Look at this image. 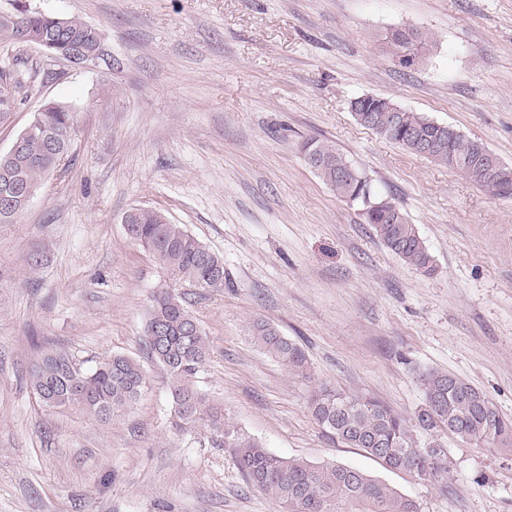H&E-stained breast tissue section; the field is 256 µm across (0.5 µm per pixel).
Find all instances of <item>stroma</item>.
Here are the masks:
<instances>
[{
  "mask_svg": "<svg viewBox=\"0 0 512 512\" xmlns=\"http://www.w3.org/2000/svg\"><path fill=\"white\" fill-rule=\"evenodd\" d=\"M17 6L83 19L112 60L49 65L38 96L0 124L4 153L41 102L75 111L66 171L0 224V512H282L223 437L176 424L140 341L150 298L172 283L125 232L138 207L224 259L223 289L179 292L210 343L195 385L234 427L283 457L362 469L420 512H512V445L419 431L446 466L421 480L329 438L309 408L323 385L410 420L435 370L512 418V195L404 151L350 110L358 96L389 99L512 165V0H0ZM396 29L432 36L417 66L387 52ZM307 138L333 141L401 208L433 274L307 166ZM259 322L304 351L310 379L255 343ZM47 350L85 367L129 356L147 386L107 422L47 408L28 384Z\"/></svg>",
  "mask_w": 512,
  "mask_h": 512,
  "instance_id": "obj_1",
  "label": "stroma"
}]
</instances>
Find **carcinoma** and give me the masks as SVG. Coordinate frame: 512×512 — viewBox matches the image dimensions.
<instances>
[{
	"label": "carcinoma",
	"instance_id": "obj_1",
	"mask_svg": "<svg viewBox=\"0 0 512 512\" xmlns=\"http://www.w3.org/2000/svg\"><path fill=\"white\" fill-rule=\"evenodd\" d=\"M92 30L78 17L67 18L62 26L54 16L39 11L0 13V87L10 84L14 91L8 105L0 97V123L8 119L10 110L19 109L39 93L37 77L42 64L26 56V38L46 37L62 54L78 44L91 53L98 49ZM386 44L391 56L408 69L412 63L402 54L409 48L417 55L426 53L431 38L397 29L386 37ZM390 104L391 100L375 96L360 101L361 108L375 111L376 122L368 129L411 154L417 153L421 142L439 138L432 120L408 109L394 115L388 112ZM41 116V129L22 138L19 155L0 154V185L17 179L36 187L46 171L60 167L73 152V116L67 104L62 102ZM482 149H487L483 142L466 139L450 127L435 162L446 166L452 157L456 162L453 171L462 179L494 196L512 195V174L498 177L490 173L482 161ZM301 151L306 161L316 156L317 162L309 167L337 196L354 200L371 193L366 179L350 182L343 177L352 163L332 141L310 138L302 142ZM388 211L386 206L376 208L367 217L376 236L405 263L425 274L433 273L432 256L415 225L405 218L391 222ZM128 221L129 237L153 256L171 280L211 291L224 287V260L183 225L171 223L158 210L142 207L133 209ZM254 340L292 373L308 377L304 352L275 327L256 325ZM141 344L168 376V393L178 420L189 426L203 424L224 435V441L236 448V464L246 481L273 498L283 512H419L414 500L359 468L275 455L228 424L223 409L194 386L210 346L183 296L162 292L151 298ZM420 381L425 394V406L416 416L420 428L444 425L457 439L475 444L512 439V420L504 419L494 403L467 382L436 371L422 374ZM29 382L44 406L79 409L106 422L139 398L146 374L137 360L124 355L83 368L62 351H46L32 362ZM310 408L332 437L361 449L389 470L399 469L412 454L419 457V463H428L424 476L440 469L439 462L420 458L425 448L418 445L407 421L373 398L319 386L311 395Z\"/></svg>",
	"mask_w": 512,
	"mask_h": 512
}]
</instances>
